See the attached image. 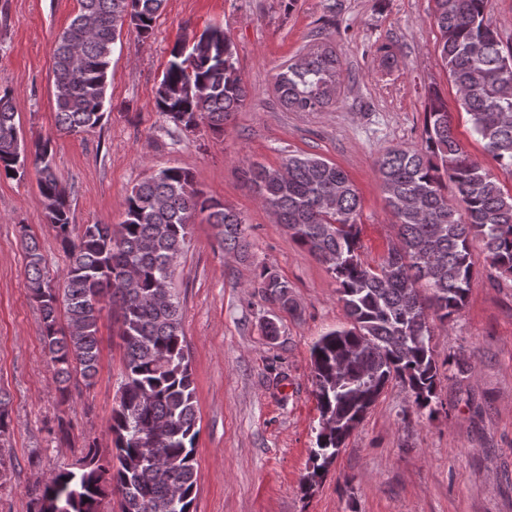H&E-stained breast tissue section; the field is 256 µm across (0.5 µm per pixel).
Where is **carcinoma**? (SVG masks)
I'll use <instances>...</instances> for the list:
<instances>
[{
  "instance_id": "1",
  "label": "carcinoma",
  "mask_w": 512,
  "mask_h": 512,
  "mask_svg": "<svg viewBox=\"0 0 512 512\" xmlns=\"http://www.w3.org/2000/svg\"><path fill=\"white\" fill-rule=\"evenodd\" d=\"M165 0H79L53 55L56 129L72 134L98 126L105 115L113 45L124 26L147 36ZM439 57L473 133L500 167L512 172V47H502L488 18L489 0H434ZM342 75L335 49L325 44L279 73L281 104L317 112L333 100ZM248 91L235 65V47L218 26L174 45L159 81L158 112L181 134L205 125L224 134ZM9 91L0 94V177L24 176L33 157L45 217L69 265L61 289L50 285L37 239L20 226L28 287L37 302L42 335L61 401L68 382L94 384L100 357L98 323L106 306L120 322L124 348L119 401L109 430L113 448L101 456L87 445L77 467L55 471L32 512H99L103 498L120 495L121 512H193L197 401L178 297L159 303L184 254L193 216L206 215L220 247L244 255L249 242L238 213L195 187L187 169L167 167L133 187L124 220L115 228H71L68 188L53 165L51 138L30 151L15 122ZM287 177L246 162V180L262 205L278 215L293 240L327 266L347 323L322 334L311 348L314 397L329 425L317 434L306 489L324 477L352 433L392 381L403 383L418 413L438 412L444 366L470 364L462 352L438 361L433 323L448 328L465 305L481 262L512 278V194L473 160L456 137L448 104L430 89L422 142L384 151L377 161L396 242L376 266L361 259V200L340 167L308 155H289ZM456 190L448 199L444 181ZM480 243L481 253L474 244ZM264 299L288 304V281L267 266L255 276Z\"/></svg>"
}]
</instances>
